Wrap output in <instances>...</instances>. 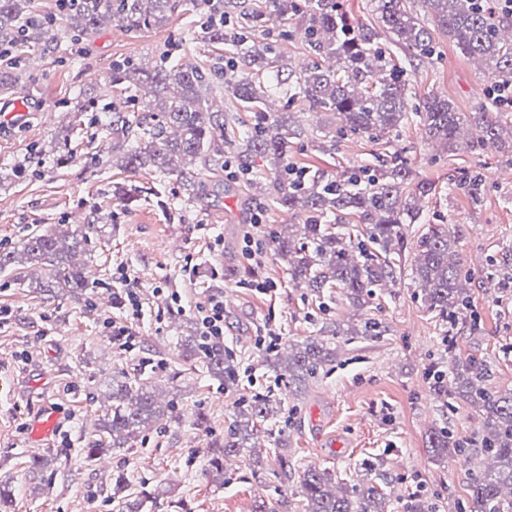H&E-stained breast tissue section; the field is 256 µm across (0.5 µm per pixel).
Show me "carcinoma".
<instances>
[{
    "label": "carcinoma",
    "instance_id": "carcinoma-1",
    "mask_svg": "<svg viewBox=\"0 0 512 512\" xmlns=\"http://www.w3.org/2000/svg\"><path fill=\"white\" fill-rule=\"evenodd\" d=\"M420 2L437 28L466 55L484 64L483 73L493 89L512 84V39L501 36L507 12L496 0H371L376 26L357 25L344 9L343 0H253L246 9L237 0H191L207 14V39L216 54L206 67L170 65L166 58L147 69L128 61L112 65V82L133 96H141L137 110H112L107 128L112 130V151H124V171H150L177 175L192 195L204 185L187 166L197 164L210 177L224 183L225 147H236L237 164L250 171L258 157L270 166V189L276 203L304 214L299 235L274 233L273 255L288 265L297 288L320 294L340 290L361 311L366 333L377 326L367 317L375 289L399 284L400 257L406 226L419 219L424 199L436 195L428 182L412 183L408 160L398 151L385 164L360 166L340 176L317 168H296L288 162L291 139L298 135L288 104L325 112L332 121L312 138L318 150L336 148L345 136L379 140L399 136L413 120L426 140L457 150L461 132L477 146L492 147L512 156V115L484 105L473 112H458L436 95L415 102L409 91L407 69L387 57L379 46L380 33L406 48L410 60H431L439 49L430 29L421 22L415 2ZM33 0H0V91L14 89L15 65L39 45L57 40L50 23L33 14ZM185 0H56L72 35L81 36L115 22L128 32L166 27ZM305 19L307 46L318 60L307 65L296 85L283 87L278 40L288 37L296 17ZM217 90L230 93L241 108L253 113L249 123L237 112L213 110L210 97ZM287 97L282 111L274 112L270 100ZM455 189L469 198L483 194L482 175L467 172ZM102 217L92 212L87 223L58 234L48 228L31 231L20 242L0 251V271L11 269L15 280L28 282L34 292L49 298L88 294L91 285L77 255L92 256L95 240L103 237ZM411 275L423 292L428 311L450 335L465 319L469 306L468 279L461 275L456 238L446 224H431L416 244ZM345 329L334 323L318 337L290 345L265 359L266 366L288 388L307 386L321 369L336 363V342ZM181 357L199 363L209 377L227 390L238 388V363L219 338L199 333L189 321V333L180 337ZM486 370L473 358L458 359L452 379L438 370L432 382L439 401L457 398L479 404L484 411L482 447L469 448L443 428L428 434V447L475 462L469 484L468 512H512V392H499L486 384ZM272 394L244 400L234 412L224 442L214 453L229 457L251 448V441L268 432L273 412ZM174 403L160 409L147 390L142 372L112 376V389L98 429L94 448L84 449L92 462L109 448H126L145 431L173 412ZM352 486H339L335 475L317 467L300 476L304 512H387L391 480L385 473ZM119 512H144L145 499L129 493L124 473L101 488Z\"/></svg>",
    "mask_w": 512,
    "mask_h": 512
}]
</instances>
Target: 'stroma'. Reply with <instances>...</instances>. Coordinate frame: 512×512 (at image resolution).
I'll return each mask as SVG.
<instances>
[{
	"instance_id": "stroma-1",
	"label": "stroma",
	"mask_w": 512,
	"mask_h": 512,
	"mask_svg": "<svg viewBox=\"0 0 512 512\" xmlns=\"http://www.w3.org/2000/svg\"><path fill=\"white\" fill-rule=\"evenodd\" d=\"M56 32L52 46L33 53L43 67L25 64L20 70L27 121L0 127V250L36 226H72L76 212L98 211L110 232L89 265L96 274L89 301L46 300L0 274V483L14 490L11 512H118L97 495L117 469L127 474L132 490L150 494V512H253L259 499L298 491L307 467L329 470L353 485L368 463L392 480L396 494L389 512H407L416 498L434 512H458L471 472L455 457L436 456L427 433L442 427L456 438L479 440L483 413L464 401L440 406L429 372L450 370L453 360L472 357L486 367L490 386L512 391V157L463 145L448 155L425 141L416 125L405 127L398 145L413 177L434 182L438 193L408 227L402 281L376 292L371 315L378 330L337 337L335 368L295 394L263 366V331L271 328L293 341L316 334L331 319L360 321L349 301L322 302L294 287L272 251L258 260L246 253L247 235L270 242L278 226L302 223V215L276 207L261 169L252 171L250 182L225 180L172 212L171 199L182 194L175 177L122 172L112 164L111 140L94 124L74 128L76 115L68 109L82 90L99 104L133 109L126 94L98 80L114 61L150 65L165 51L186 64L204 60L209 46L202 14L189 2L164 29L129 32L121 39L105 24L76 49L64 19L57 18ZM434 38L439 59L415 63L410 74L416 94L448 97L461 112L491 103V83L478 61L443 33ZM297 120L305 137L294 145L291 162L336 174L369 161L373 145L364 138L338 140L331 154L312 149L306 136L329 123V114L313 119L301 113ZM64 138L70 141L67 161L48 155L43 163L32 162L35 151L49 152ZM475 167L486 175L478 204L448 191L449 180ZM119 184L134 188L133 202L118 199ZM256 208L262 222L254 226ZM442 223L457 239L472 299L471 318L448 337L410 274L417 237ZM121 268L139 290L142 318H132L121 305L100 303L122 290L115 277ZM227 289L236 295L224 309V343L240 367L233 393L203 371H181L177 346L195 304ZM175 292L181 297L177 305L171 301ZM116 325L131 330L134 350L113 340ZM141 369L151 375L159 402H173L172 415L133 448L112 449L111 468L85 465L82 453L98 438L99 399L113 374ZM267 392L280 400L282 412L261 440L267 451L262 463L244 453L215 467L211 449L223 439L236 404ZM47 404L61 411L63 425L34 471L27 438ZM275 447L287 467L269 456Z\"/></svg>"
}]
</instances>
